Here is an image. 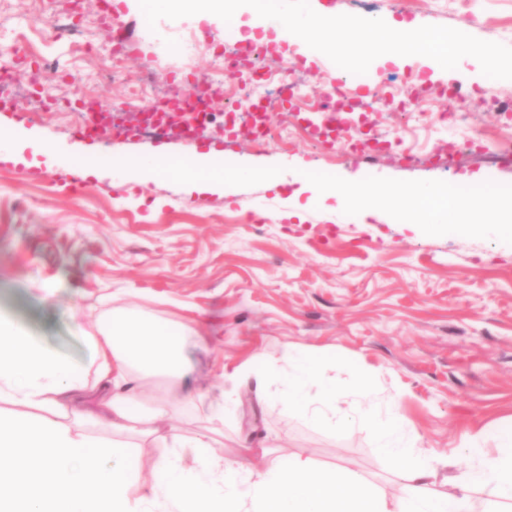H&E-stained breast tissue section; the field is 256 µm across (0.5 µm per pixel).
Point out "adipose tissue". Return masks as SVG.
Instances as JSON below:
<instances>
[{"label": "adipose tissue", "instance_id": "obj_1", "mask_svg": "<svg viewBox=\"0 0 512 512\" xmlns=\"http://www.w3.org/2000/svg\"><path fill=\"white\" fill-rule=\"evenodd\" d=\"M129 169L140 179L175 176L198 192L224 188L229 176L207 153L138 158ZM409 196L434 201V230L452 221L470 235L512 238V198L452 197L441 186L414 188ZM475 211L483 222H471ZM187 331L109 309L86 336L88 361L78 364L0 313V512H469L466 496L431 491L433 471L416 463L418 449L406 434L405 418L394 408L380 412L365 374L357 380L352 410L380 448L403 463V483L391 500L356 475L316 470L299 455L257 474L215 453L209 434L164 433L184 404L161 400L143 406V381L153 375L184 377L180 338ZM323 358L319 351L291 347L268 367L288 388L290 412L332 428L336 385L322 375ZM90 425L110 430L112 441L90 436ZM128 434L170 448L156 463L159 480L133 482L125 464L132 454L124 440ZM493 439L499 454L477 456L463 485L492 486L498 505L512 512V421L497 426ZM186 456L194 469L181 466Z\"/></svg>", "mask_w": 512, "mask_h": 512}]
</instances>
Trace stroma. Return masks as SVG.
Listing matches in <instances>:
<instances>
[{"mask_svg": "<svg viewBox=\"0 0 512 512\" xmlns=\"http://www.w3.org/2000/svg\"><path fill=\"white\" fill-rule=\"evenodd\" d=\"M324 2L340 14L366 8L378 18L417 19L512 47V0H424L411 10L393 0ZM48 13L70 22V29L53 37L32 29ZM114 13L120 16L115 24ZM117 25L129 81L144 73L160 31L191 32L194 52L167 57L155 69L169 98L197 93L195 75L224 48L218 22L193 15L151 28L133 0H0V44L27 37L22 53L0 59L11 75L10 90L127 101L126 83L84 81L94 59L83 44L111 48ZM234 51L244 72L279 68L296 54L304 58L309 99L273 104L274 129L295 113L317 110L336 82L327 56L275 40L260 27ZM476 70L466 65L446 82L420 57L360 75L369 87L442 112L419 163L406 162L395 141L369 162L343 144L306 135L262 149L249 135L226 137L220 92L212 101L214 122L189 141L109 132L86 138L62 113L0 118V134L20 132L51 147L38 154L25 146L24 162L0 165V313L77 363L88 357L85 334L103 311L102 297L189 324L195 333L183 345L190 386L227 395L224 426L213 435L217 453L259 473L301 455L394 497L402 462L382 453L368 431L323 428L289 413L287 392L272 380L252 373L230 377L235 367H264L291 346L326 352L333 357L326 374L340 393L337 415L349 408L356 373L368 372L384 399H396L434 471L433 489L460 493L470 443L496 453L491 434L512 419V240L433 231L430 208L419 203L398 221L381 206L379 216L363 224L335 199L299 192L298 181L312 176L396 193L424 183L458 184L466 176L488 189L512 185V166L451 146L453 122L444 116L443 96L449 85L468 95L470 131L512 136L503 114L505 102H512V81L492 92ZM210 150L215 163L252 168L255 176L190 194L177 178L138 180L123 171L135 157ZM71 165L88 172L77 194L63 183ZM46 288L55 289L52 300H43Z\"/></svg>", "mask_w": 512, "mask_h": 512, "instance_id": "obj_1", "label": "stroma"}]
</instances>
